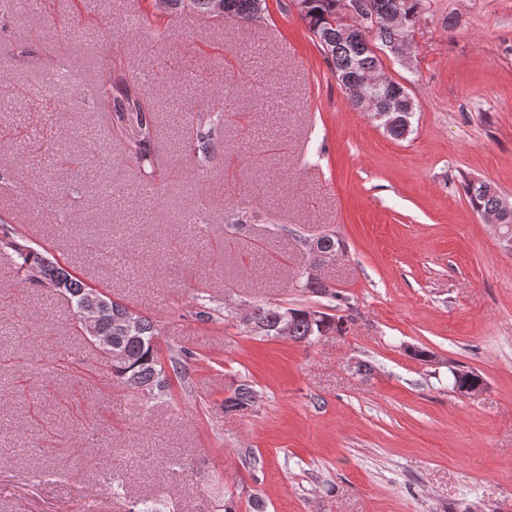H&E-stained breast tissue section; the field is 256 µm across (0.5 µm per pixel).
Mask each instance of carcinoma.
I'll list each match as a JSON object with an SVG mask.
<instances>
[{
    "label": "carcinoma",
    "mask_w": 512,
    "mask_h": 512,
    "mask_svg": "<svg viewBox=\"0 0 512 512\" xmlns=\"http://www.w3.org/2000/svg\"><path fill=\"white\" fill-rule=\"evenodd\" d=\"M170 10L190 9L205 14L224 17L229 23L246 22L260 17L256 10L257 0H164ZM352 0H307L306 12L301 19L307 26L313 42L323 53L336 83L345 86L357 81L374 69L381 68V59L377 50L386 49V45L403 35V31L381 27L376 32L375 46L369 48L363 36L357 32L340 31L327 22L328 16L351 4ZM367 10L379 18L400 14L404 17L406 30L415 28L427 0H363ZM106 99L112 103V132L120 135L128 154L138 163H147L156 170L158 160L144 152L157 133L156 112L158 106L150 99L140 95L133 84L112 87V73L99 79ZM368 95L376 101L375 111L389 112L393 122L382 126L384 132L394 140H404L412 132V118L416 112V103L408 89L392 79L379 87L367 88ZM464 191L477 214L494 213L499 208L501 194L491 184L480 180L464 178ZM12 251L14 269L24 279L37 283L43 288H56L63 285L60 293L69 298L75 313H80L88 286L78 277L61 266L47 249L22 244L16 239L12 228L0 225V252ZM300 287L329 301L341 299V295L331 286L299 279ZM127 307L113 301L111 312L100 323L101 332L112 337L127 356V366L115 365L112 374L121 380L125 389L137 397L148 400L165 399L171 395V376H180L185 365L172 360L165 364L159 355L156 344V325L145 316L131 328H125L123 316ZM280 305H258L255 308V320L263 325L262 333L267 336L278 335V316ZM288 318L290 331L288 338L299 343L312 344L320 337L341 335L347 330L348 316H335L322 313L316 320L310 318L308 309H291ZM483 384V378L471 370L453 374V390L458 391L465 385ZM259 400L258 391L249 383H240L224 398V412L243 414L254 408Z\"/></svg>",
    "instance_id": "cac0c4a2"
}]
</instances>
